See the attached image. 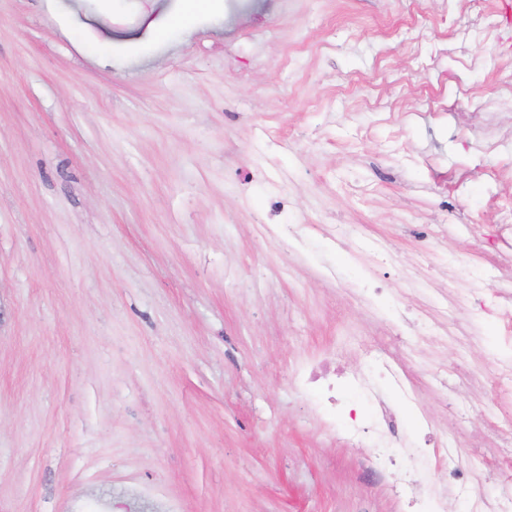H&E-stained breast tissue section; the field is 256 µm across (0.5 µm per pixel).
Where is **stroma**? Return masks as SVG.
I'll return each mask as SVG.
<instances>
[{
	"mask_svg": "<svg viewBox=\"0 0 512 512\" xmlns=\"http://www.w3.org/2000/svg\"><path fill=\"white\" fill-rule=\"evenodd\" d=\"M184 7L0 0V512H407L290 382L389 335L400 439L494 495L512 0H259L156 39ZM447 446H437V443L432 445V453L435 456L434 448H437V454L441 458V465L443 475L446 480L453 483L461 493L469 492L470 485L472 484L471 476L468 472L458 468L453 463V455L446 448Z\"/></svg>",
	"mask_w": 512,
	"mask_h": 512,
	"instance_id": "1",
	"label": "stroma"
}]
</instances>
